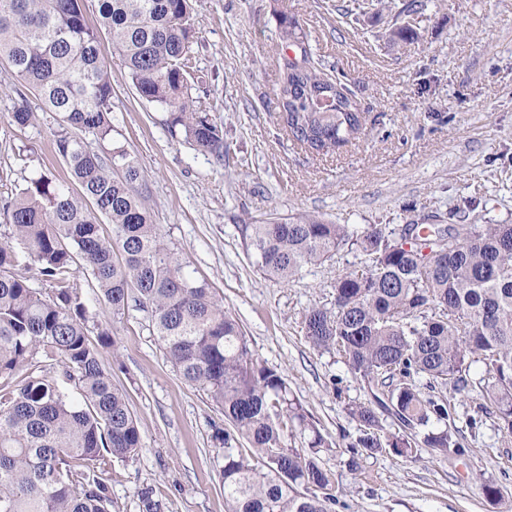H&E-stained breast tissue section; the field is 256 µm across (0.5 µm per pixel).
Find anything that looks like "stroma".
I'll return each instance as SVG.
<instances>
[{
    "label": "stroma",
    "mask_w": 512,
    "mask_h": 512,
    "mask_svg": "<svg viewBox=\"0 0 512 512\" xmlns=\"http://www.w3.org/2000/svg\"><path fill=\"white\" fill-rule=\"evenodd\" d=\"M192 64L203 77L189 91L197 111L224 132V158L172 137L168 114L137 93L109 35L101 53L112 78L113 138L135 155L154 223L207 280L240 324L250 348L288 380L327 439L320 456L333 472L335 512H512V437L482 413L477 393L448 396L464 457L386 450L345 462L359 434L348 414L364 384L336 354L314 349L301 332L305 310L329 304L343 269L360 262L340 251L282 284L264 278L239 227L302 214L364 229L416 222L512 224V0H423L411 38L393 37L392 0L363 10L353 0H191ZM296 16L312 51L345 76L365 116L352 145L327 156L305 153L276 120L274 89L281 13ZM24 86L0 63V200L45 174L69 172L55 152L54 113L36 97L31 125L9 115ZM89 339L109 330L100 351L126 390L142 439L138 455L113 462L104 477L116 512H143L141 493L162 494V512H224L222 411L166 362L147 311L121 316L99 303L80 275ZM502 490L500 503L481 493Z\"/></svg>",
    "instance_id": "obj_1"
}]
</instances>
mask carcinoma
I'll list each match as a JSON object with an SVG mask.
<instances>
[{
  "mask_svg": "<svg viewBox=\"0 0 512 512\" xmlns=\"http://www.w3.org/2000/svg\"><path fill=\"white\" fill-rule=\"evenodd\" d=\"M98 14L139 95L169 112L171 134L224 159L222 130L188 95L197 81L188 70L190 0H99ZM298 30L282 14L283 48L305 44ZM0 60L58 114L55 151L80 189L42 174L0 206L10 223L0 241V379L21 375L13 388L0 384V512H114L106 467L142 448L127 393L88 339L77 259L112 315L131 300L150 311L167 361L232 425L220 436L224 512H333L334 475L319 458L325 440L306 408L153 222L136 159L109 147L112 81L81 0H0ZM323 89L333 99L327 109L313 102ZM276 100L288 137L311 153L334 151L363 129L347 86L326 76L309 48L299 65L283 60ZM32 118L22 93L10 123L23 128ZM74 130L94 135L100 150ZM104 220L110 240L99 233ZM240 231L257 270L281 283L346 247L361 257L362 268L337 276L332 308L313 306L301 320L314 348L336 352L366 384L367 398L348 409L359 425L351 447L405 459L422 447L462 455L448 427V387L478 391L479 409L512 436V224H406L397 234L305 215ZM30 271L48 291L30 288ZM385 415L399 432L384 431ZM306 433L308 446H297Z\"/></svg>",
  "mask_w": 512,
  "mask_h": 512,
  "instance_id": "obj_1",
  "label": "carcinoma"
}]
</instances>
